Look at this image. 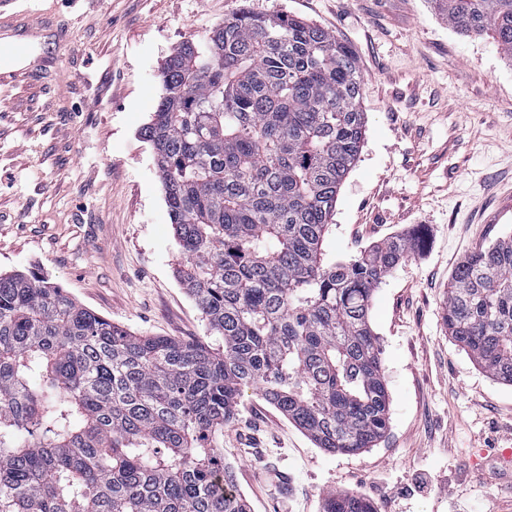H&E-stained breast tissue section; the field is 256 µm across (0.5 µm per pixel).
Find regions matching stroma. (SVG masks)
Instances as JSON below:
<instances>
[{
  "label": "stroma",
  "mask_w": 512,
  "mask_h": 512,
  "mask_svg": "<svg viewBox=\"0 0 512 512\" xmlns=\"http://www.w3.org/2000/svg\"><path fill=\"white\" fill-rule=\"evenodd\" d=\"M288 13L336 34L363 77L365 136L325 242L345 259L427 228L377 288L389 428L373 448L331 454L261 393L224 427V466L250 512H322L355 492L374 512H512L492 479L512 448V384L483 371L445 324L448 281L476 246L512 233V62L458 33L431 0H0V17L67 24L30 39L41 81L0 83V272L39 269L139 336L207 338L176 270L153 152L140 131L181 42L241 10ZM293 484L281 493L278 472Z\"/></svg>",
  "instance_id": "35a3bbf8"
}]
</instances>
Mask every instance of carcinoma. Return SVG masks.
Listing matches in <instances>:
<instances>
[{"instance_id":"cac0c4a2","label":"carcinoma","mask_w":512,"mask_h":512,"mask_svg":"<svg viewBox=\"0 0 512 512\" xmlns=\"http://www.w3.org/2000/svg\"><path fill=\"white\" fill-rule=\"evenodd\" d=\"M512 61V0H435ZM362 74L336 34L242 11L169 54L141 135L221 342L137 336L35 270L0 273V512H249L220 448L245 387L317 447L356 455L389 427L376 288L421 227L344 260L323 249L365 134ZM450 336L512 383V234L448 285ZM324 512H373L332 493Z\"/></svg>"}]
</instances>
